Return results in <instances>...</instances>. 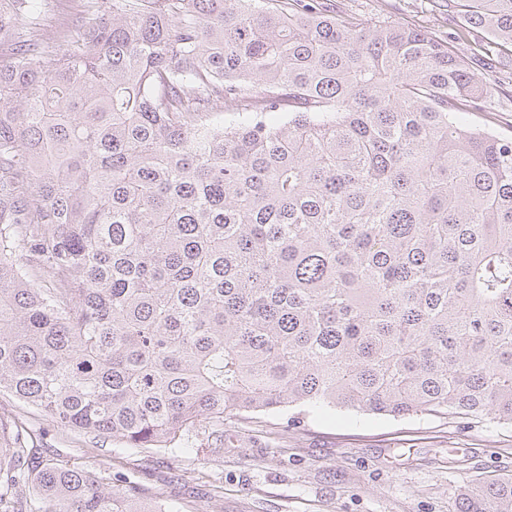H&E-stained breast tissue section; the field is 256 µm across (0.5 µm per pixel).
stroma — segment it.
<instances>
[{
  "mask_svg": "<svg viewBox=\"0 0 512 512\" xmlns=\"http://www.w3.org/2000/svg\"><path fill=\"white\" fill-rule=\"evenodd\" d=\"M359 22L377 17L452 44L491 92V109L466 124L512 136V54L486 55L485 33L468 29L448 0H332ZM34 449L76 458L88 470L180 503V512H456L457 488L512 474V428L428 414L404 417L302 410L300 422L255 415L224 421L223 439L199 448L141 450L112 442L89 449L44 416L25 415Z\"/></svg>",
  "mask_w": 512,
  "mask_h": 512,
  "instance_id": "obj_1",
  "label": "stroma"
}]
</instances>
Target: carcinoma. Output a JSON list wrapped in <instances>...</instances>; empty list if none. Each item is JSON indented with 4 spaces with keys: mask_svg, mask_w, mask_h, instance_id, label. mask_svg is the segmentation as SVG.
I'll return each instance as SVG.
<instances>
[{
    "mask_svg": "<svg viewBox=\"0 0 512 512\" xmlns=\"http://www.w3.org/2000/svg\"><path fill=\"white\" fill-rule=\"evenodd\" d=\"M0 0V393L194 448L297 407L512 426V137L448 44L320 0ZM512 43V0H462ZM0 417V512H170ZM457 512H512V475ZM56 0H47L42 13V33L44 37H53L56 29L66 21L71 22V16L65 14Z\"/></svg>",
    "mask_w": 512,
    "mask_h": 512,
    "instance_id": "carcinoma-1",
    "label": "carcinoma"
}]
</instances>
